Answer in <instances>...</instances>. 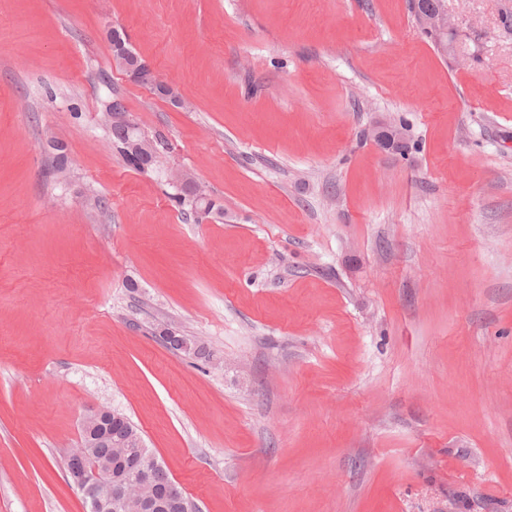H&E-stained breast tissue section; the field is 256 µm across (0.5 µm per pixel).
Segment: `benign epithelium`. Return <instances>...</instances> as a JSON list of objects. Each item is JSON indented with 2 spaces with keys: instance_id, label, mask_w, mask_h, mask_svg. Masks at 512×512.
Instances as JSON below:
<instances>
[{
  "instance_id": "obj_1",
  "label": "benign epithelium",
  "mask_w": 512,
  "mask_h": 512,
  "mask_svg": "<svg viewBox=\"0 0 512 512\" xmlns=\"http://www.w3.org/2000/svg\"><path fill=\"white\" fill-rule=\"evenodd\" d=\"M414 17L420 28L440 35L437 48L442 54H448L447 39L444 35L454 28L448 15L442 10L437 12L417 10ZM111 38L114 65L125 71L132 81L151 87L157 95L169 100L173 106L177 108L185 106L184 100L169 85L159 80L151 64L132 51L124 32L114 28ZM104 120L109 124L117 121L132 129L137 128L124 100L118 96L106 102ZM368 136L381 146H392L402 151L409 147L406 129L400 125L379 123L370 129ZM162 149L164 146L159 142L150 138L142 140L138 136L127 138L126 143L121 147L127 158L136 164L140 163V156L149 155L147 160L149 165L160 156ZM170 183L177 188H189L197 200L205 202L204 208L196 210L197 217L208 216L211 214V208L216 206V201L204 193L202 186L187 173L183 171L171 173ZM111 418L122 419L124 415L109 409H99L90 415L84 424L86 442L82 443V449L72 455L71 478L75 486L88 499L90 512H119L124 508L129 495L128 480L112 482V474L91 463L85 453V449L91 447L89 439L100 433V425L103 421Z\"/></svg>"
}]
</instances>
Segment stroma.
I'll list each match as a JSON object with an SVG mask.
<instances>
[{
    "label": "stroma",
    "instance_id": "35a3bbf8",
    "mask_svg": "<svg viewBox=\"0 0 512 512\" xmlns=\"http://www.w3.org/2000/svg\"><path fill=\"white\" fill-rule=\"evenodd\" d=\"M445 9L443 54L408 0H0V512H85L99 408L198 512H512V0ZM113 64L127 73L135 83L151 87L157 95L169 100L177 108L185 106L184 100L167 84L159 80L150 63L136 55L123 31L111 32ZM104 120L107 124H112V121H117L118 123L128 125L131 129L137 128V124L134 122L132 116L130 115L126 104L122 98L119 96H114L109 101L106 102V112H104ZM111 136L112 146L114 144H120L122 140L126 139L127 132L122 125L112 124V126H106ZM141 136H133L126 139V143L121 150L125 153L127 158L134 161L136 164H141L145 168L154 163L155 158H159L162 149L165 146H162L159 142L154 141L150 138H146L144 140H140ZM124 161L133 166L138 170L137 166H134L123 153L118 151ZM150 155L147 158V163H142L138 158L141 155ZM406 131L401 124L382 122L373 126L368 132V136L381 146H392L405 151L409 147ZM170 183L176 188L188 187L192 195L198 201H204L205 207L203 209L196 210V217L202 219L203 217L211 214V208L217 205L216 201L211 199L204 191L202 190V186L194 179V177H190L187 173L183 171H175L170 175Z\"/></svg>",
    "mask_w": 512,
    "mask_h": 512
}]
</instances>
